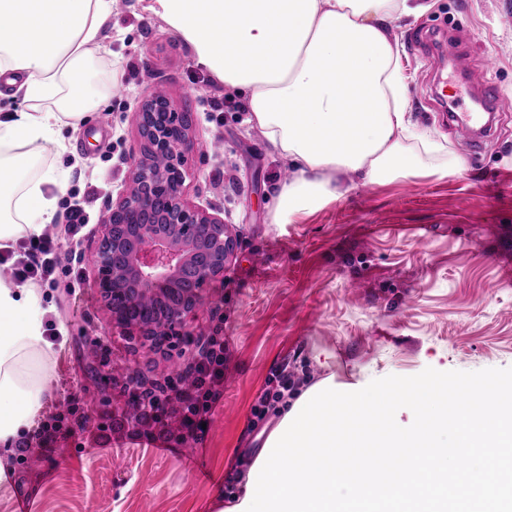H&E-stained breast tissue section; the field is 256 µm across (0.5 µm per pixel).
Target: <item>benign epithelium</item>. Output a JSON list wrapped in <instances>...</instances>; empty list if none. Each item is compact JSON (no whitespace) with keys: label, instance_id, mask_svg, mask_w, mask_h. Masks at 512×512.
Segmentation results:
<instances>
[{"label":"benign epithelium","instance_id":"benign-epithelium-1","mask_svg":"<svg viewBox=\"0 0 512 512\" xmlns=\"http://www.w3.org/2000/svg\"><path fill=\"white\" fill-rule=\"evenodd\" d=\"M135 120L140 154L129 186L103 215L95 266L112 320L160 348L183 335L203 286L224 273L238 233L185 198L190 113L151 92ZM144 295L157 299L152 320L134 313Z\"/></svg>","mask_w":512,"mask_h":512}]
</instances>
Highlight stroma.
Masks as SVG:
<instances>
[{"mask_svg": "<svg viewBox=\"0 0 512 512\" xmlns=\"http://www.w3.org/2000/svg\"><path fill=\"white\" fill-rule=\"evenodd\" d=\"M420 15L391 23L407 78L411 120L443 149L422 154V172L375 183L340 174L344 195L318 210L275 221L273 198L288 165L252 126L238 96L197 61L192 46L148 0H112L87 81L120 84L85 118L47 145L42 166L64 173L44 195L56 208L61 270L41 283L55 323L53 388L39 423L47 441L24 437L6 464L13 499L30 512H210L244 492L246 476L279 418L252 408L280 367L296 384L414 376L426 368L512 367V112L473 149L442 119L431 92L436 75L456 111L471 108L466 87L448 75L430 29L464 50L474 66L498 58L490 80L512 97V0H430ZM192 112L186 199L235 225L239 239L221 276L188 316L183 349L154 350L127 336L104 307L90 257L101 218L129 183L139 153L134 114L155 86ZM224 142L222 153L208 150ZM95 186L88 224L71 234L65 207ZM223 337L224 396L203 441L182 438L176 422L178 371L198 348ZM153 394L160 421L128 423L133 395Z\"/></svg>", "mask_w": 512, "mask_h": 512, "instance_id": "obj_1", "label": "stroma"}]
</instances>
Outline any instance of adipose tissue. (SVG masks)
<instances>
[{
    "label": "adipose tissue",
    "mask_w": 512,
    "mask_h": 512,
    "mask_svg": "<svg viewBox=\"0 0 512 512\" xmlns=\"http://www.w3.org/2000/svg\"><path fill=\"white\" fill-rule=\"evenodd\" d=\"M427 0H151L149 9L192 45L200 64L243 100L249 119L294 175L274 198L277 218L342 196L340 171L365 182L418 170L404 144L408 117L399 49L389 27ZM111 0H0V73L36 103L0 121V250L44 233L55 209L34 145L80 121L93 96L83 79ZM40 293L0 277V457L31 431L50 390L54 352Z\"/></svg>",
    "instance_id": "adipose-tissue-1"
}]
</instances>
